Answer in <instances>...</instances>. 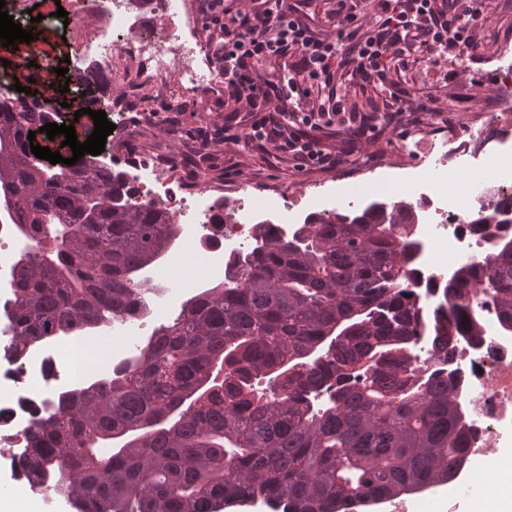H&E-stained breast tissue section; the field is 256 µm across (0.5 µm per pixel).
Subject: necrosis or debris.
Instances as JSON below:
<instances>
[{"mask_svg": "<svg viewBox=\"0 0 512 512\" xmlns=\"http://www.w3.org/2000/svg\"><path fill=\"white\" fill-rule=\"evenodd\" d=\"M5 8L24 30L37 33L51 26L62 30L67 43L92 49L108 80H132L150 88L190 74L185 96L171 100L169 109L181 110L187 99H201L218 80L213 69L199 64L197 41L178 34L173 0H155L149 22L135 0H66L67 19L49 15L38 22L21 12L18 0H5ZM38 103L54 111L64 103L74 111L129 110L124 99L93 98L79 81L62 101L55 83L44 82ZM113 140L123 148L122 161L131 177L125 186L129 205L166 212L178 224L183 241L194 246L203 268L202 277L181 280L176 277V260L156 270L157 279H176L177 286L167 289L160 301H147L144 313L113 319L110 333L120 341L112 350L116 366L127 363L140 339L151 336L158 322L179 313L200 288L223 282L229 264L260 245V231L285 238L307 216L336 212L335 196L316 185L307 188V205L298 210L273 188L232 187L203 176L187 180L169 157L133 149L127 128L115 130ZM419 143L423 158L433 159L434 164L410 179L425 227L409 289L425 327L413 340L407 374L417 382L432 376L453 381L469 433L466 464L496 460L503 444L512 440V335L499 330L495 311L489 307L483 311L484 332L477 341L459 338L442 352L427 324L433 319L437 284L460 261L483 253L490 235L512 237L511 224L473 221L477 212L512 204V163L500 166L475 196L448 180L449 162L465 166L486 149L494 154L512 151V115L503 114L491 136L481 127L470 129L464 139L452 132L426 131ZM21 248L15 225L0 219V457L13 462L26 446L33 418L56 394L84 380L78 354L92 343L88 337L73 338L35 347L18 358L11 355L9 312Z\"/></svg>", "mask_w": 512, "mask_h": 512, "instance_id": "obj_1", "label": "necrosis or debris"}]
</instances>
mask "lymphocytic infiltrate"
Instances as JSON below:
<instances>
[{
	"label": "lymphocytic infiltrate",
	"mask_w": 512,
	"mask_h": 512,
	"mask_svg": "<svg viewBox=\"0 0 512 512\" xmlns=\"http://www.w3.org/2000/svg\"><path fill=\"white\" fill-rule=\"evenodd\" d=\"M485 0H336L335 38H321L304 20L296 0H202L206 19L219 31L224 84L250 114L245 141L288 153L301 168H332L316 133L326 127L378 129L374 120L349 111L336 86V65L351 77L385 83L390 70L415 67L420 57L465 51L484 19ZM293 58L288 69L264 79L268 62ZM279 108L266 110L269 99Z\"/></svg>",
	"instance_id": "f902f5d3"
}]
</instances>
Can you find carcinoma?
Listing matches in <instances>:
<instances>
[{"instance_id":"obj_1","label":"carcinoma","mask_w":512,"mask_h":512,"mask_svg":"<svg viewBox=\"0 0 512 512\" xmlns=\"http://www.w3.org/2000/svg\"><path fill=\"white\" fill-rule=\"evenodd\" d=\"M0 97V209L19 225L11 350L98 330L133 313L141 277L178 239L128 205L120 174L89 155L54 169L28 146L47 121ZM412 203L372 202L269 237L224 282L161 324L134 363L59 394L32 422L20 473L74 512H219L256 499L274 512L356 509L450 482L467 429L446 378L400 375L419 314L403 285L420 244ZM469 288L493 289L512 330V238L443 283L433 335L479 336ZM342 382L322 407L306 399Z\"/></svg>"}]
</instances>
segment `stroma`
<instances>
[{"label":"stroma","mask_w":512,"mask_h":512,"mask_svg":"<svg viewBox=\"0 0 512 512\" xmlns=\"http://www.w3.org/2000/svg\"><path fill=\"white\" fill-rule=\"evenodd\" d=\"M485 15L475 44L462 54H445L405 73L391 72L383 85L342 77L349 110L369 119L383 103L394 101L400 111L368 140L333 127L320 131L326 150L343 156L336 167L301 171L287 154L270 146L225 140L223 127L242 132L248 116L222 85L198 106L178 112L166 111L165 105L169 98L180 94V82L167 83L151 92L154 105L163 111L162 117L153 124L135 127L133 140L139 149L168 154L192 175L239 186L275 184L298 207L305 203L303 188L318 182L326 183L339 196L353 190L359 195L358 207H365L382 187L358 182L353 170L392 158L397 167L388 181L398 182L417 162L415 155L403 151L407 138L417 129L446 126L463 135L473 123L493 127L495 118L489 107L497 100L498 91L492 79V59L503 39H512V0H487ZM428 94L437 98L440 111L420 110L421 99Z\"/></svg>","instance_id":"1"}]
</instances>
